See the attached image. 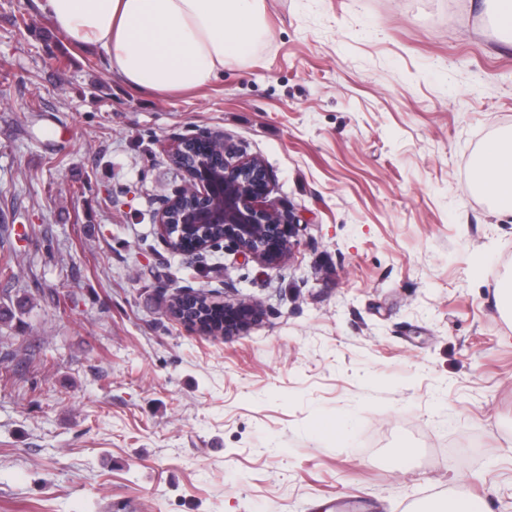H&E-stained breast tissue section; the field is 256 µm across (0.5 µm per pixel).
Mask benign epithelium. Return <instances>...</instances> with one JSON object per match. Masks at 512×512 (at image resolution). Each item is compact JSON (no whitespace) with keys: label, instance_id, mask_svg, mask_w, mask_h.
<instances>
[{"label":"benign epithelium","instance_id":"obj_1","mask_svg":"<svg viewBox=\"0 0 512 512\" xmlns=\"http://www.w3.org/2000/svg\"><path fill=\"white\" fill-rule=\"evenodd\" d=\"M189 148L193 157L181 166L187 184L163 197L158 211V230L167 245L197 256L222 244L265 267L291 257L302 224L293 211L280 209L270 199L272 175L263 160L239 152L222 133L202 131L171 145V161H182ZM218 224L224 236L206 238L207 229ZM197 230L202 241L195 249L182 246L183 236ZM209 305L224 306V329L217 336L226 339L247 331L264 315L258 303L245 299L222 304L211 300Z\"/></svg>","mask_w":512,"mask_h":512}]
</instances>
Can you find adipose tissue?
<instances>
[{
  "label": "adipose tissue",
  "instance_id": "ef3b65f1",
  "mask_svg": "<svg viewBox=\"0 0 512 512\" xmlns=\"http://www.w3.org/2000/svg\"><path fill=\"white\" fill-rule=\"evenodd\" d=\"M262 0H38L73 45L98 48L132 89L166 94L207 85L246 58L261 31ZM477 189L512 215V130L473 168Z\"/></svg>",
  "mask_w": 512,
  "mask_h": 512
}]
</instances>
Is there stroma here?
Wrapping results in <instances>:
<instances>
[{"mask_svg": "<svg viewBox=\"0 0 512 512\" xmlns=\"http://www.w3.org/2000/svg\"><path fill=\"white\" fill-rule=\"evenodd\" d=\"M510 127L490 0H263L249 57L165 96L0 0V226L34 272L0 278L31 291L0 324V512H512V216L471 181ZM202 130L264 159L290 260L162 240L167 149ZM228 282L247 332L170 314ZM433 512H483L481 501L469 496H448L435 507Z\"/></svg>", "mask_w": 512, "mask_h": 512, "instance_id": "obj_1", "label": "stroma"}]
</instances>
